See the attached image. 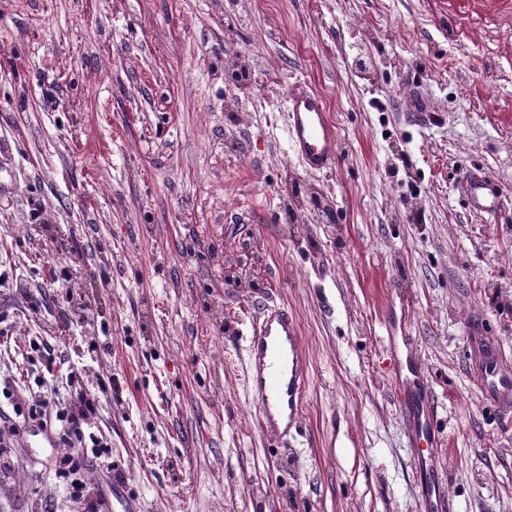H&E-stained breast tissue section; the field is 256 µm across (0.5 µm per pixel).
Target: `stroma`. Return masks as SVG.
<instances>
[{
	"mask_svg": "<svg viewBox=\"0 0 512 512\" xmlns=\"http://www.w3.org/2000/svg\"><path fill=\"white\" fill-rule=\"evenodd\" d=\"M297 79L330 173L286 152ZM473 169L497 214L466 208ZM0 268V512H85L65 447L18 428L43 376L98 397V512H421L392 326L457 512H512V418L468 364L477 328L512 358V0H0ZM269 299L311 364L284 448L239 339ZM287 152L310 173L333 170L340 155L336 126L322 97L303 80L288 85Z\"/></svg>",
	"mask_w": 512,
	"mask_h": 512,
	"instance_id": "1",
	"label": "stroma"
}]
</instances>
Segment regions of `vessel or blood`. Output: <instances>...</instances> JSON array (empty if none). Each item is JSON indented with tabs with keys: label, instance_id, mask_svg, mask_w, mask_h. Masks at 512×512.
Instances as JSON below:
<instances>
[{
	"label": "vessel or blood",
	"instance_id": "b4317fda",
	"mask_svg": "<svg viewBox=\"0 0 512 512\" xmlns=\"http://www.w3.org/2000/svg\"><path fill=\"white\" fill-rule=\"evenodd\" d=\"M285 130L288 153L314 174L335 168L340 141L322 97L303 80L289 84ZM465 201L472 210L495 213L498 190L482 176H467ZM247 389L258 411V431L273 446H283L301 413L310 382L309 362L294 314L286 305L266 301L245 337ZM471 371L479 380L485 403L502 415L512 414V365L491 336L472 340ZM395 397L413 444H425L416 458L423 512H456L447 480L438 466L441 441L436 435V410L422 365L406 357L399 366Z\"/></svg>",
	"mask_w": 512,
	"mask_h": 512
}]
</instances>
